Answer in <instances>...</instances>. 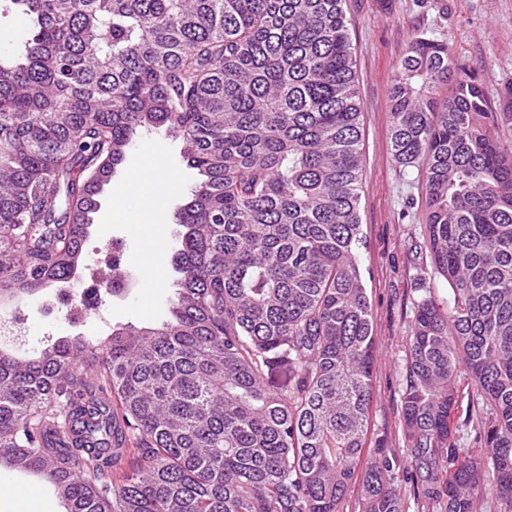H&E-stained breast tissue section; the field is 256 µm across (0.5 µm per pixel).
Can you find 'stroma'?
<instances>
[{"mask_svg":"<svg viewBox=\"0 0 512 512\" xmlns=\"http://www.w3.org/2000/svg\"><path fill=\"white\" fill-rule=\"evenodd\" d=\"M343 9L362 107L360 270L368 288L375 337L366 452L371 455L381 448L397 455L406 512H426L420 489L405 476L412 463L406 452L400 402L416 303L429 292L444 306L452 291L447 281L431 274L422 208L424 171L400 166L391 155L390 89L401 56L412 37L421 34L448 43L457 74L474 78L489 103L497 104L505 87L512 84V0H344ZM148 165L171 179L157 201L125 187L133 171ZM196 178L182 157L180 139L161 130L144 135L101 193L100 209L83 243L84 259L65 287L77 298L94 285L106 271L103 259L110 241L118 239L128 266L125 290L115 296L103 294L99 311L72 322L58 302L62 287L44 288L19 306L24 323L15 347L37 350L61 336L95 341L109 336L118 325L162 319L179 278L172 259L182 228L174 214ZM459 386L462 402L452 411L450 423L459 447L477 452L483 446L485 405L469 379H461ZM19 480L31 490V498L20 505L10 496H0V512H63L60 499L43 483L20 479L16 471L0 468V483Z\"/></svg>","mask_w":512,"mask_h":512,"instance_id":"obj_1","label":"stroma"}]
</instances>
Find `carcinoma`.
I'll use <instances>...</instances> for the list:
<instances>
[{
    "mask_svg": "<svg viewBox=\"0 0 512 512\" xmlns=\"http://www.w3.org/2000/svg\"><path fill=\"white\" fill-rule=\"evenodd\" d=\"M0 291L75 275L98 196L140 132L182 140L179 288L103 348L0 347V464L65 512H404L397 459L360 467L375 349L360 272L361 103L343 0H3ZM394 161L425 171L448 309L416 306L401 397L415 482L439 512L493 488L512 512V85L498 106L413 37L390 91ZM110 398L84 392L80 365ZM470 378L485 453L449 423ZM28 37L26 21L20 14L0 15V54L8 55L15 52Z\"/></svg>",
    "mask_w": 512,
    "mask_h": 512,
    "instance_id": "1",
    "label": "carcinoma"
}]
</instances>
